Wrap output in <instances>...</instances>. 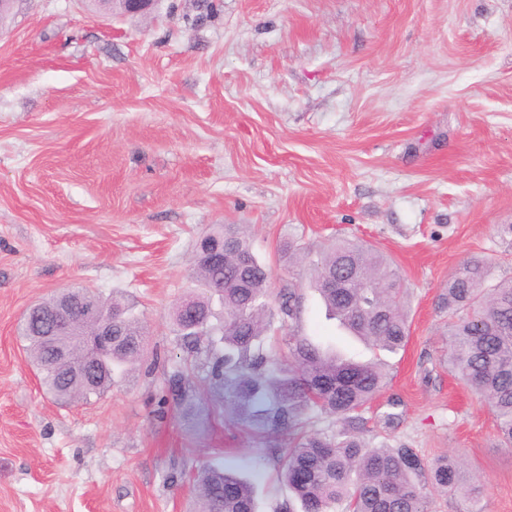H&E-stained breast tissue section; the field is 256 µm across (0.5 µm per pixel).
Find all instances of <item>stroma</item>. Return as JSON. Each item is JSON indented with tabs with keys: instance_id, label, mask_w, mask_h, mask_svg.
Here are the masks:
<instances>
[{
	"instance_id": "1",
	"label": "stroma",
	"mask_w": 512,
	"mask_h": 512,
	"mask_svg": "<svg viewBox=\"0 0 512 512\" xmlns=\"http://www.w3.org/2000/svg\"><path fill=\"white\" fill-rule=\"evenodd\" d=\"M211 2L18 0L0 23V512H197L208 466L253 478L258 512L291 500L270 454L289 434L259 441L173 330L217 224L245 226L271 289L304 288L306 335L384 362L369 445L459 457L484 512H512V449L449 371L438 307L470 257L512 278V0ZM345 237L409 290L398 352L341 330L280 259ZM64 287L134 298L156 365L86 404L46 393L20 317ZM183 365L192 408L160 407ZM100 3V9L104 12H114L113 4L119 3L123 14H148L160 0H97ZM112 2V11L109 4Z\"/></svg>"
}]
</instances>
